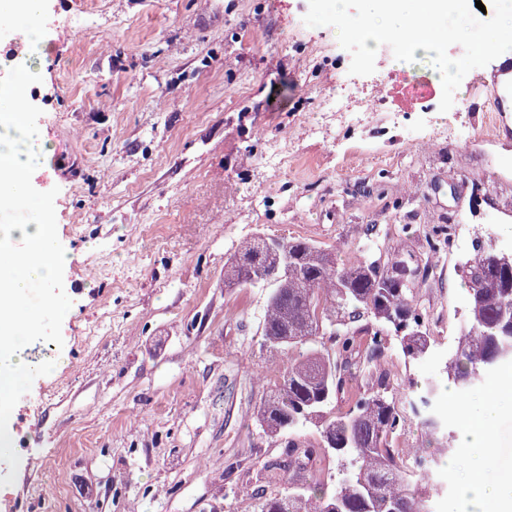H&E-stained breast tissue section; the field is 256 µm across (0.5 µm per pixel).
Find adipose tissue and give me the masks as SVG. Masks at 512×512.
<instances>
[{"mask_svg": "<svg viewBox=\"0 0 512 512\" xmlns=\"http://www.w3.org/2000/svg\"><path fill=\"white\" fill-rule=\"evenodd\" d=\"M42 8V0H0V19L8 20L26 48L39 51L43 41L31 21ZM30 71L19 69L0 78V207L29 199V180L40 166L39 152L22 153L15 136L37 142L40 134L33 125L29 106L22 97ZM56 229L45 218L30 224L0 225V454L10 444V409L28 368L22 348L31 334V313L21 297L31 283L55 280L69 261L67 253L54 244ZM496 406L465 411L459 447L480 457L472 475L460 483L459 496L448 512H512V472L491 462L492 421Z\"/></svg>", "mask_w": 512, "mask_h": 512, "instance_id": "adipose-tissue-1", "label": "adipose tissue"}]
</instances>
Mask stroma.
Segmentation results:
<instances>
[{"label": "stroma", "mask_w": 512, "mask_h": 512, "mask_svg": "<svg viewBox=\"0 0 512 512\" xmlns=\"http://www.w3.org/2000/svg\"><path fill=\"white\" fill-rule=\"evenodd\" d=\"M306 0H43L30 99L49 153L31 204L70 261L29 288V375L0 456V512H252L257 470L284 450L254 422L265 396L267 291L228 288L224 264L257 235L316 241L346 261L398 253L425 268L430 351L389 367L433 381L463 326L458 268L424 237L458 224L512 247V112L463 78L445 113L362 108L372 76ZM78 17L59 34L57 20ZM459 142L449 147L448 132Z\"/></svg>", "instance_id": "35a3bbf8"}]
</instances>
